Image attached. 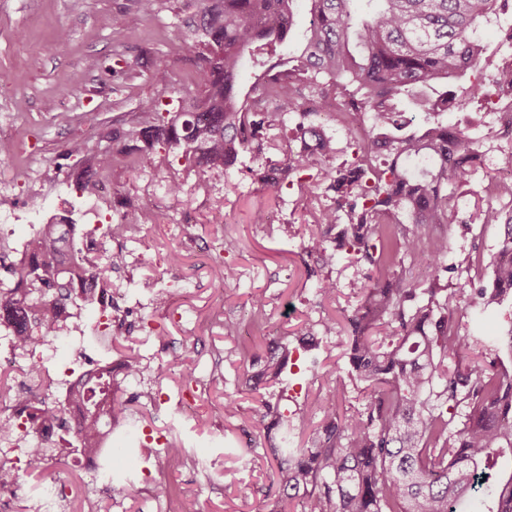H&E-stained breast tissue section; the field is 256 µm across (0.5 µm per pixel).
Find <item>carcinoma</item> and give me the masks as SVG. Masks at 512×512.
<instances>
[{"mask_svg":"<svg viewBox=\"0 0 512 512\" xmlns=\"http://www.w3.org/2000/svg\"><path fill=\"white\" fill-rule=\"evenodd\" d=\"M189 23L192 36L182 52L195 65L197 94L182 98L167 119L150 110L145 127L128 137L144 142L133 169L157 167V146L178 145L196 164L226 170L239 153L260 144L262 130L276 116L307 102L323 112H363L367 136L354 140L352 158L335 169L329 189L333 205L319 224H346L329 246L308 238L307 252L320 255L316 288L333 295L332 266L344 250L376 268L361 303L346 317L348 379L365 404L339 412L337 370L313 368L328 386L304 420L312 427L308 448H281L274 457L284 497L299 499L301 512H512V374L478 356L467 365L457 357L476 337L457 314L466 306H499L512 295V213L488 205L476 212L483 224L505 222L489 282L452 288L446 281L448 239L432 235L434 224L453 221L448 189L471 179L478 149L441 115L455 100L453 87L479 68L484 45L478 28L505 14L509 0H304L311 14L292 66L253 87L256 107L243 111L240 68L245 52L255 65L288 47L294 0H205ZM280 16L262 26V14ZM466 96L512 94V68L500 67L487 85L471 84ZM437 96L425 125L410 127L400 106L419 96ZM275 102L266 112L262 103ZM308 145L289 155L281 179L311 171L334 158L336 147L321 126L307 125ZM423 157L427 165L414 160ZM410 219L396 234L389 225ZM72 224H44L27 259L4 264L0 282V325L13 324L18 347L26 350L71 318L77 303H95L93 289L111 287L112 260L96 261L74 245ZM428 269V285L416 288L395 266ZM53 293L66 304L46 300ZM288 345L276 344L256 377L277 381ZM112 413L128 410L112 398V387L87 391L84 433L69 434L71 453H91L98 402ZM267 431L283 414L263 402Z\"/></svg>","mask_w":512,"mask_h":512,"instance_id":"obj_1","label":"carcinoma"}]
</instances>
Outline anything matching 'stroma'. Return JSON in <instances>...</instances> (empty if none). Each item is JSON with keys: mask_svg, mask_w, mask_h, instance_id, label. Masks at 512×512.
<instances>
[{"mask_svg": "<svg viewBox=\"0 0 512 512\" xmlns=\"http://www.w3.org/2000/svg\"><path fill=\"white\" fill-rule=\"evenodd\" d=\"M136 8L137 0H0V74L9 75L0 81V139L15 146L11 158L0 159V212L17 213L0 226V244L30 238L49 215L62 211L73 215L78 232L99 233L117 221L108 206L112 199L155 217L143 229L144 242L128 244L137 263L112 274L130 312L124 320L130 335L105 329L112 310L98 304L75 309L63 334L44 341L47 365L56 371L79 358L74 331L96 337L98 352L149 361L146 380L153 387L147 398L134 382L115 378L112 387L129 411L112 434V447L125 451L113 482L96 486L71 471L67 499L55 512H158L152 490L160 479L169 483L173 501L193 500L198 512H274L280 494L271 448L305 447L310 428L303 417L322 393L298 338L313 330L319 363L345 367L342 340L324 325L352 314L375 270L341 254L332 270L335 296L319 294L314 273L320 260L303 247L309 234L336 235L315 221L333 202L325 170L271 187L259 180L260 173L283 167L287 152L300 150L296 122L287 116L264 130L261 151L242 152L227 170L197 166L182 149L163 146L160 167L134 174L118 162L104 189L79 188L74 174L86 157L115 148L145 108L176 112L183 91L193 86L194 66L180 45L200 4L156 0L151 18L134 27L115 26V19ZM61 30L67 39L59 45L55 37ZM159 67L168 74L166 83L153 77ZM448 118L480 153L469 184L449 201L452 223L434 229L448 239L449 281L458 286L478 275L491 278L502 228L479 223L474 215L490 202L512 207V200H495L488 192L500 179L512 136L486 139L487 130L502 121L481 99L463 103ZM74 140L83 143V155L68 152ZM175 178L185 184L178 201L169 191ZM258 210L273 215V223H253ZM175 253L176 272L169 267ZM228 264L237 276L225 281ZM161 288L169 301L158 306L154 298ZM257 294L265 299L260 314L250 306ZM459 317L479 338L473 351H481L483 340L512 324V297L485 311L466 308ZM280 341L290 351L282 383L250 389L252 358ZM176 352L183 366L159 373ZM182 396L194 397L193 415L177 412ZM228 397L238 407L231 417L224 414ZM271 397L285 421L269 434L260 415ZM160 436L185 450L181 464L167 471L154 466Z\"/></svg>", "mask_w": 512, "mask_h": 512, "instance_id": "obj_1", "label": "stroma"}]
</instances>
